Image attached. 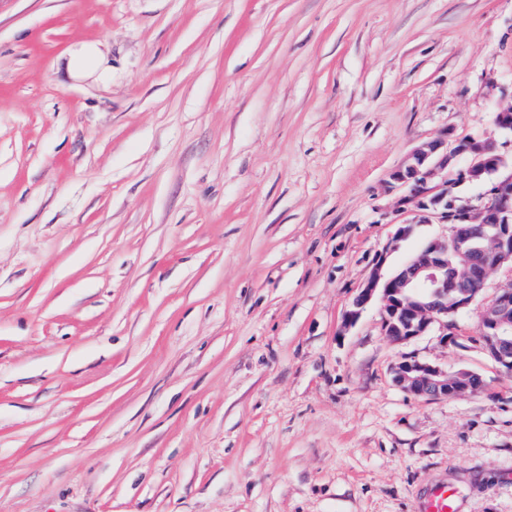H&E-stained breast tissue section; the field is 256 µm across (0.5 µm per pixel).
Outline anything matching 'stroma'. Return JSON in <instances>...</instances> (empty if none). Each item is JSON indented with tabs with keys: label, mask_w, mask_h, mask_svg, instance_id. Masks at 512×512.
<instances>
[{
	"label": "stroma",
	"mask_w": 512,
	"mask_h": 512,
	"mask_svg": "<svg viewBox=\"0 0 512 512\" xmlns=\"http://www.w3.org/2000/svg\"><path fill=\"white\" fill-rule=\"evenodd\" d=\"M510 104L512 0H0V512H512V269L457 344L339 330L451 232L390 247V173ZM404 355L486 387L406 393ZM69 68L79 74L99 70L106 73L110 69L94 43H83L73 48L69 53ZM479 340L486 352L508 373H512V285L501 288L483 310ZM421 512H456L455 491L448 484H438L428 491Z\"/></svg>",
	"instance_id": "35a3bbf8"
}]
</instances>
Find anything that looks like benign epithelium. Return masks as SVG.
<instances>
[{"instance_id":"7a95c632","label":"benign epithelium","mask_w":512,"mask_h":512,"mask_svg":"<svg viewBox=\"0 0 512 512\" xmlns=\"http://www.w3.org/2000/svg\"><path fill=\"white\" fill-rule=\"evenodd\" d=\"M495 130L512 135V104L497 109ZM468 159L464 168L456 158ZM485 184L480 204L456 203L453 189ZM393 188L405 190L399 214L414 219L398 225L387 249L406 237L416 224H449L447 238H435L419 249L394 275L382 273L380 255L369 277L345 312L341 331L354 327L374 299L382 303L385 334L396 344L439 331L440 342L456 344V318L481 293L489 274L512 267V159L493 136L448 139V134L423 143L390 174ZM479 340L486 352L512 373V285L501 288L483 310ZM394 382L418 397L458 398L484 388L472 371L449 372L413 356H402L392 367Z\"/></svg>"}]
</instances>
